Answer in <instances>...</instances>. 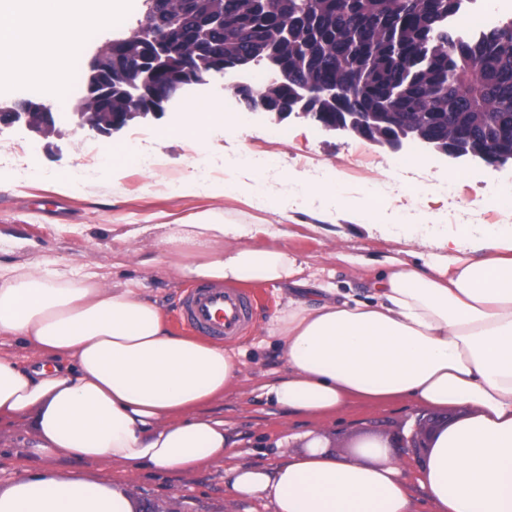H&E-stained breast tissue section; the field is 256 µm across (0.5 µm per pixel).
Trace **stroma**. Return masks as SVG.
<instances>
[{
	"mask_svg": "<svg viewBox=\"0 0 512 512\" xmlns=\"http://www.w3.org/2000/svg\"><path fill=\"white\" fill-rule=\"evenodd\" d=\"M82 83L67 92L65 107H53L56 131L42 137L23 125L0 126V260L28 266L37 262L89 267L111 288L140 281L144 293L173 318L188 281L171 271L157 245L163 225L186 224L195 213L213 208L232 224H282L290 253L316 273L320 283L365 295L366 285L385 268L387 258L423 264L438 254L437 241L405 245L381 232L384 224H510L512 207L488 206L495 188L512 186V169L461 168L413 159L358 136L334 138L302 120H258L231 103L221 76L209 77L184 97L176 113L133 120L102 136L79 127L74 104ZM216 107L224 115L207 133L202 166H195L190 142L166 137L162 128L183 122L193 108ZM112 145L133 146L139 155L159 158L157 168L125 166L104 173L99 158ZM264 157L261 170L241 166L242 152ZM78 172L70 187L57 173ZM302 175L310 194L287 208H264V197L278 194L288 177ZM239 182L242 193L215 195L224 180ZM190 191H175V184ZM342 191L328 205L329 186ZM378 211L379 228L359 223L361 208ZM260 297L246 333L232 341L243 354L241 373L223 399L205 414L223 419L224 434L242 465L267 467L281 455L302 451V432H312L336 455L354 460L370 437L410 430L430 408L414 403L386 407L353 404L322 419L291 417L259 396L260 384L281 377L285 366L276 344L264 342L265 327L288 295L256 284ZM36 441L30 418L0 426V486L14 477ZM64 470H90L121 482L126 492L159 512H252V501L232 496L224 467L216 464L191 473L137 472L108 462L89 464L66 456L53 460Z\"/></svg>",
	"mask_w": 512,
	"mask_h": 512,
	"instance_id": "stroma-1",
	"label": "stroma"
}]
</instances>
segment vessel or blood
<instances>
[{
    "mask_svg": "<svg viewBox=\"0 0 512 512\" xmlns=\"http://www.w3.org/2000/svg\"><path fill=\"white\" fill-rule=\"evenodd\" d=\"M252 310L251 300L238 289L198 285L187 290L175 318L196 334L229 342L244 335Z\"/></svg>",
    "mask_w": 512,
    "mask_h": 512,
    "instance_id": "obj_1",
    "label": "vessel or blood"
}]
</instances>
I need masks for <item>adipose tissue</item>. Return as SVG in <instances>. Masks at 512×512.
I'll return each instance as SVG.
<instances>
[{"instance_id":"obj_1","label":"adipose tissue","mask_w":512,"mask_h":512,"mask_svg":"<svg viewBox=\"0 0 512 512\" xmlns=\"http://www.w3.org/2000/svg\"><path fill=\"white\" fill-rule=\"evenodd\" d=\"M127 0H0V89L34 77L62 100L76 46L121 25ZM397 241L438 239L417 266L392 258L365 299L320 286L289 297L267 325L287 367L263 384L272 404L324 418L398 401L476 413L441 431L420 465L368 443L356 460L311 441L266 468L230 464L224 422L198 415L240 374L239 352L176 334L137 283L106 288L90 269L0 263V421L33 415L37 449L85 462L189 472L226 463L231 493L263 512H512V225L394 224ZM275 224H228L211 210L160 243L178 278L304 289L311 280ZM91 471L22 468L0 512H137Z\"/></svg>"}]
</instances>
